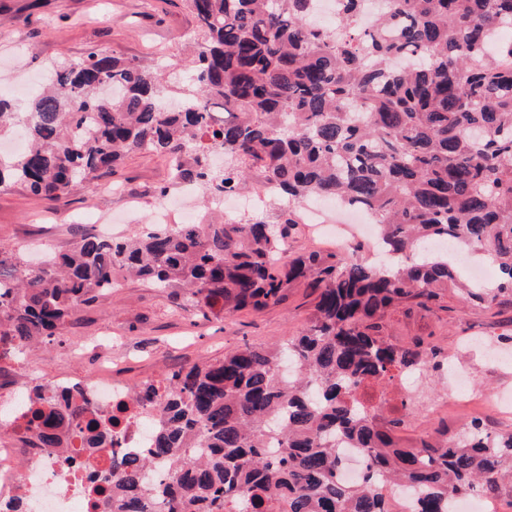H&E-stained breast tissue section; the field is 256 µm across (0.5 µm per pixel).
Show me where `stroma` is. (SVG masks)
Returning a JSON list of instances; mask_svg holds the SVG:
<instances>
[{
	"label": "stroma",
	"instance_id": "obj_1",
	"mask_svg": "<svg viewBox=\"0 0 512 512\" xmlns=\"http://www.w3.org/2000/svg\"><path fill=\"white\" fill-rule=\"evenodd\" d=\"M202 40L184 0H0V86L93 49L182 77ZM111 183L120 185L122 194H106L104 187ZM170 184L166 161L134 152L98 186H76L58 200L2 186L0 250L19 253L28 262L44 246L65 251L80 233L95 231L98 221L111 215L124 220L115 236L132 235L154 219L159 191ZM314 304L311 289L300 282L278 307L206 317L194 307L177 308L171 289L125 278L91 305L80 306L54 341L37 345L27 359L49 380L91 372L92 358L79 360L71 351L106 328L119 338L111 347L113 359L125 363V376L136 387L166 371L209 363L246 342L267 345L295 335L308 327ZM383 334L398 347L417 337L430 339L459 360L474 393L472 399L444 406L440 400L452 389L447 371L421 378L412 387L413 410L400 433L404 445H416L443 424L449 435H457L475 416L494 432L512 433V413H497L480 398L490 391L512 393V360H497L486 348L493 342L512 353V297L487 309L463 303L451 287L429 307L388 312Z\"/></svg>",
	"mask_w": 512,
	"mask_h": 512
}]
</instances>
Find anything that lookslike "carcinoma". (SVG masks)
I'll use <instances>...</instances> for the list:
<instances>
[{
  "mask_svg": "<svg viewBox=\"0 0 512 512\" xmlns=\"http://www.w3.org/2000/svg\"><path fill=\"white\" fill-rule=\"evenodd\" d=\"M184 2L206 42L178 108L163 107L171 89L155 67L96 51L59 59L23 105L0 98V135L20 125L28 140L0 158V186L57 198L144 151L211 198L260 173L277 221L146 224L124 240L84 233L37 268L0 257V341L12 352L52 342L119 272L229 314L279 306L305 281L316 303L302 334L134 390L143 406L163 400L161 422L145 453L112 470V512H152L156 499L163 512H393L385 489L401 484L418 490L416 512H450L457 495L497 497L512 472L511 433L474 418L461 436L438 430L404 447L396 433L412 398L382 424L363 394L447 363L421 338L397 348L382 335L390 309L426 308L455 283L453 263L428 244L480 251L497 268V284L470 285L465 300L490 307L512 295V41L492 42L512 23V0H384L369 31L354 26L364 0H337L339 33L311 24L315 0ZM217 150L222 170L208 160ZM319 198L370 214L392 262H364L354 244L281 263L302 206ZM287 360L297 365L288 382ZM29 399L35 446L77 439L92 457L112 446L116 416L42 385ZM340 443L364 454L357 485L339 476ZM156 461L168 466L161 487L144 479Z\"/></svg>",
  "mask_w": 512,
  "mask_h": 512,
  "instance_id": "carcinoma-1",
  "label": "carcinoma"
}]
</instances>
